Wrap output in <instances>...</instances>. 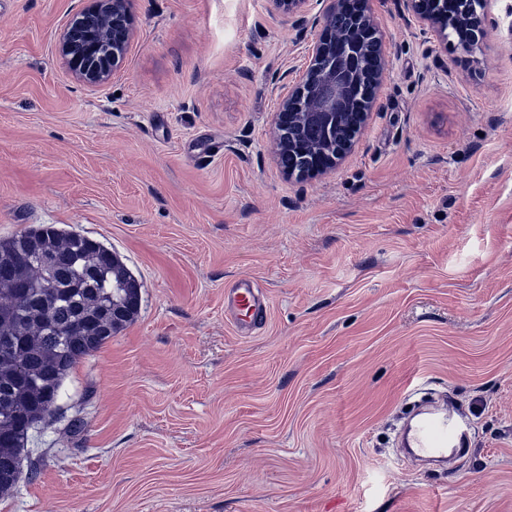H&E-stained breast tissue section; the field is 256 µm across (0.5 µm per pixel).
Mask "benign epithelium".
<instances>
[{
  "instance_id": "obj_1",
  "label": "benign epithelium",
  "mask_w": 512,
  "mask_h": 512,
  "mask_svg": "<svg viewBox=\"0 0 512 512\" xmlns=\"http://www.w3.org/2000/svg\"><path fill=\"white\" fill-rule=\"evenodd\" d=\"M275 10L302 25L307 0H270ZM371 0H329L322 27L307 47L309 65L298 81L277 87L279 105L274 116V150L278 158L294 153L308 160L300 169L287 167L299 178L323 174L336 167L354 141L339 146L346 113L343 109L357 92L355 66L359 38L336 30V17L352 12L364 31L374 34L379 62L370 80L375 97L388 65L386 46ZM463 3L453 20L442 7L432 9L425 0H403L404 8L439 46L452 44L465 54V63L478 61L477 50L489 34L490 0H459ZM129 0H88L79 21L64 28L58 37V54L79 81L100 85L108 82L123 62L134 36Z\"/></svg>"
}]
</instances>
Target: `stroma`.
Returning a JSON list of instances; mask_svg holds the SVG:
<instances>
[{"instance_id": "stroma-1", "label": "stroma", "mask_w": 512, "mask_h": 512, "mask_svg": "<svg viewBox=\"0 0 512 512\" xmlns=\"http://www.w3.org/2000/svg\"><path fill=\"white\" fill-rule=\"evenodd\" d=\"M389 72L333 170L286 176L276 85L306 32L270 0H129L108 83L57 52L84 0H0V238L54 224L118 253L136 320L72 370L0 512H512V0L482 62L372 0ZM255 281L241 333L224 289ZM455 400L452 468L395 438ZM224 307L241 331L259 329L267 321V300L261 288L247 278H242L233 288L224 291Z\"/></svg>"}]
</instances>
